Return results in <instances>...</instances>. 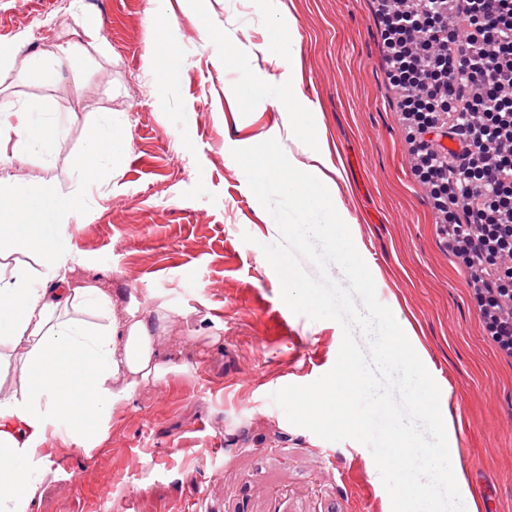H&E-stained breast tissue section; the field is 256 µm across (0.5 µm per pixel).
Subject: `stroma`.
I'll list each match as a JSON object with an SVG mask.
<instances>
[{"mask_svg": "<svg viewBox=\"0 0 512 512\" xmlns=\"http://www.w3.org/2000/svg\"><path fill=\"white\" fill-rule=\"evenodd\" d=\"M381 0H169L176 22L151 25L152 0H0V41L31 48L80 42L86 56L46 83L0 77V94L47 98L71 113L65 138L42 166L18 151L21 183L79 192L74 161L94 113H127L132 147L112 171L91 176L73 243L86 262L73 279L107 288L123 318L130 296L146 302L151 333L170 366L114 409L101 448L85 455L49 441L33 512H99L101 493L121 512H391L355 441L328 447L290 424L272 393L328 372L340 326L298 316L281 299L260 243L264 222L232 149L282 128L287 99L255 89L295 79L313 104L296 140H326L341 177L337 209L388 306L441 389L448 443L458 451L477 512H512V357L488 338L469 276L444 242L440 216L413 174L415 156L386 74ZM298 33L299 56L277 66L260 48ZM210 29L223 43L205 38ZM170 41L173 82L147 60ZM253 243L243 242V234ZM166 307L159 325L154 312ZM288 319L295 336L281 334ZM351 473L352 483L341 479Z\"/></svg>", "mask_w": 512, "mask_h": 512, "instance_id": "35a3bbf8", "label": "stroma"}]
</instances>
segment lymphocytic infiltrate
I'll return each instance as SVG.
<instances>
[{
  "mask_svg": "<svg viewBox=\"0 0 512 512\" xmlns=\"http://www.w3.org/2000/svg\"><path fill=\"white\" fill-rule=\"evenodd\" d=\"M415 174L469 271L500 349L512 353V0L394 5L381 32ZM458 140L445 150L441 137Z\"/></svg>",
  "mask_w": 512,
  "mask_h": 512,
  "instance_id": "obj_1",
  "label": "lymphocytic infiltrate"
}]
</instances>
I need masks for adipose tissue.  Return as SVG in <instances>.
<instances>
[{"mask_svg": "<svg viewBox=\"0 0 512 512\" xmlns=\"http://www.w3.org/2000/svg\"><path fill=\"white\" fill-rule=\"evenodd\" d=\"M26 46L21 37L0 42V73L23 84L52 77L83 53L76 42L35 52ZM66 131L65 118L46 100L0 98V201L16 209L12 221L0 224V268L11 269L0 276V350L23 349L25 369L19 388L0 392V512H32L49 436L91 453L104 441L114 408L167 371L143 301L130 299L124 320H113L108 290L71 278L85 263L72 227L83 198L48 185L29 195L5 171L10 151L19 148L51 163L50 143ZM130 148L127 114L97 113L76 168L108 173ZM28 205L49 211L50 224L37 230L26 224ZM29 249L39 253V269L11 264L14 254ZM86 311L96 321L83 319Z\"/></svg>", "mask_w": 512, "mask_h": 512, "instance_id": "ef3b65f1", "label": "adipose tissue"}]
</instances>
